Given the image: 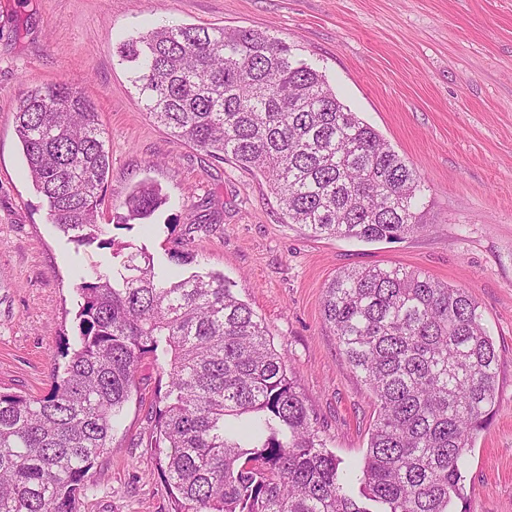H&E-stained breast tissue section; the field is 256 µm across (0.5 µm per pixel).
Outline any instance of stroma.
I'll list each match as a JSON object with an SVG mask.
<instances>
[{"label": "stroma", "instance_id": "35a3bbf8", "mask_svg": "<svg viewBox=\"0 0 512 512\" xmlns=\"http://www.w3.org/2000/svg\"><path fill=\"white\" fill-rule=\"evenodd\" d=\"M160 24L244 27L288 42L417 169L425 231L365 242L287 223L265 179L175 137L146 112L120 43ZM64 83L94 102L110 169L101 222L109 247L51 223L15 131L27 91ZM166 202L122 224L138 182ZM145 248L181 274L224 275L264 323L328 451L358 468L375 398L324 320L344 268L401 266L479 304L499 355L488 427L464 460L456 512H512V0H0V392L46 394L76 329L78 286ZM80 512H170L150 446L164 382L150 361Z\"/></svg>", "mask_w": 512, "mask_h": 512}]
</instances>
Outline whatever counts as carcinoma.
<instances>
[{
	"mask_svg": "<svg viewBox=\"0 0 512 512\" xmlns=\"http://www.w3.org/2000/svg\"><path fill=\"white\" fill-rule=\"evenodd\" d=\"M118 53L150 115L214 159L261 173L288 223L390 243L425 228L416 169L282 39L164 25ZM16 131L52 223L99 239L109 155L94 105L41 86L20 101ZM163 203L143 182L126 219L147 220ZM79 291L77 334L51 390L0 392V512H78L146 357L167 378L152 445L173 512H454L499 365L465 290L400 266L347 268L326 287L325 321L378 403L357 489L224 276L163 278L138 249Z\"/></svg>",
	"mask_w": 512,
	"mask_h": 512,
	"instance_id": "carcinoma-1",
	"label": "carcinoma"
}]
</instances>
